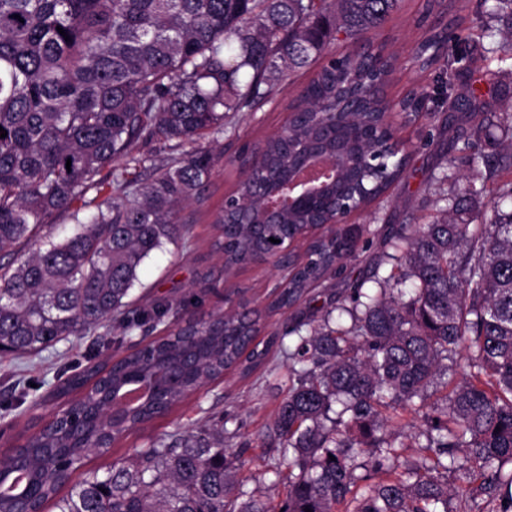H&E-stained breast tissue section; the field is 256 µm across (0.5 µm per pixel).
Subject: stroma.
Returning a JSON list of instances; mask_svg holds the SVG:
<instances>
[{
    "label": "stroma",
    "mask_w": 512,
    "mask_h": 512,
    "mask_svg": "<svg viewBox=\"0 0 512 512\" xmlns=\"http://www.w3.org/2000/svg\"><path fill=\"white\" fill-rule=\"evenodd\" d=\"M426 0H405L403 9L377 31L374 40L386 44L398 59V72L387 86L390 98L398 99L410 90L431 84V75L410 69L406 59L422 34L418 22ZM286 119L282 101L266 104L255 112L235 115L223 133L209 135L204 145L218 149L236 150L242 144L262 142L267 136L280 132ZM397 136L412 146L413 174L394 185L390 202L385 209L388 220L374 224L372 213L355 214L351 223L377 225L379 231H388L390 225L402 223L407 210L429 194L427 179L430 172L443 162L448 152V137L426 138V120L412 123L395 119ZM238 176L236 167L216 166L200 202L185 204L181 217L190 230L184 239L166 244L142 266L140 282L132 295L139 302L165 297L181 302L186 315L198 316L210 312H228L230 303L225 296L245 298L252 305L266 307L272 300L281 275L272 264H244L232 273H225L223 262L214 249L217 231L212 221ZM372 259L363 253L348 263L345 271L328 281L326 286L310 291L306 302L288 314L267 317L270 329L284 332L282 343L273 347L268 362L249 376L227 372L224 378L213 381L175 406L168 414L145 424L101 456L84 460L74 470L73 480H80L90 470L105 472L112 461L134 458L137 451L164 435L196 431L199 424L216 417L224 420V443L228 450L239 451L235 461L240 489L245 496L281 500L284 489L276 473L280 457L278 450L264 439L268 425L275 417L278 404L288 389L293 362L288 351L298 343L294 334H286L298 314H312L328 304H341L347 290L364 277ZM140 331L114 330L108 347L94 344L92 337L72 336L33 357H0V452L23 441L37 431L43 421L62 408L63 399L57 398L58 385L74 373L105 357L118 358L130 352L132 346L143 345ZM25 393L24 404L14 410H4V402L13 393Z\"/></svg>",
    "instance_id": "1"
}]
</instances>
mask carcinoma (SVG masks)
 <instances>
[{"instance_id": "cac0c4a2", "label": "carcinoma", "mask_w": 512, "mask_h": 512, "mask_svg": "<svg viewBox=\"0 0 512 512\" xmlns=\"http://www.w3.org/2000/svg\"><path fill=\"white\" fill-rule=\"evenodd\" d=\"M403 2L0 0V251L11 256L0 264V356L114 327L148 336L166 323L144 347L62 382L63 395L92 385L80 430L31 434L20 467L0 459L9 473L0 512H15L24 492L58 512H336L347 501L351 512H473L484 497L512 512V101H490L475 86L493 90L512 75V0H494L487 13L472 0H427L438 24L411 61L435 72L434 86L393 102L378 85L398 59L372 35ZM306 73L287 104L302 117L258 146L256 166L224 197L216 250L226 269L270 261L284 272L269 305L284 313L344 260L375 245L383 259L351 285L350 326L331 327L328 310L291 353L299 368L266 433L288 458L278 471L285 498H244L217 424L156 439L58 496L60 468L107 452L229 370L250 375L283 340L274 331L256 343V309L184 328L171 302L142 308L130 292L144 262L183 238L177 207L203 199L223 158L198 140ZM393 112L455 135L431 177L435 199L378 239L345 221L410 176V152L399 166L385 160L397 140ZM492 126L510 140L487 151ZM158 138L181 149L159 167L141 152ZM314 150L340 177L320 197L266 217L262 191L287 182ZM107 167L110 193L85 199ZM77 201L71 233L39 236ZM433 202L441 215L417 223ZM299 237L309 243L292 271L281 251ZM176 368L177 388L155 390L112 421L113 389L156 385ZM408 410L423 413L426 430L412 436L419 458L401 463L405 444L390 427ZM373 473L383 478L359 485Z\"/></svg>"}]
</instances>
